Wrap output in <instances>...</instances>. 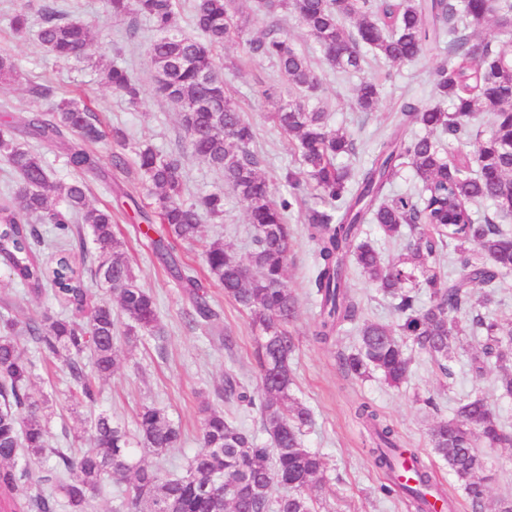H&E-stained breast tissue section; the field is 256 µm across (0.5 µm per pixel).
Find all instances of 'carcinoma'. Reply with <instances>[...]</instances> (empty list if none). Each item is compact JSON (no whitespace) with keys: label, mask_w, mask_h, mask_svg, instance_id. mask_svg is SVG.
I'll return each mask as SVG.
<instances>
[{"label":"carcinoma","mask_w":512,"mask_h":512,"mask_svg":"<svg viewBox=\"0 0 512 512\" xmlns=\"http://www.w3.org/2000/svg\"><path fill=\"white\" fill-rule=\"evenodd\" d=\"M104 12L134 15L152 24L158 37L150 47L156 90L181 112L185 143L192 155L224 175V183L247 206L254 227L252 249L242 256L223 243H204L203 218L224 216V189L215 188L193 201L185 199L182 156L163 155L146 146L136 151L143 187L152 197L150 210L136 209L148 224L166 226L167 236L152 240L155 254L182 285L192 313L189 321L212 326L219 315L203 282L182 270L171 242L201 244L210 284L224 290L259 332L261 388L249 390L233 372L224 374L219 399L255 410L268 442L260 444L245 429L224 419V412L202 409L203 451L188 463L186 475L166 477L138 457L142 448L162 452L181 443V430L165 408L141 407L132 433L104 412L94 420L95 448L72 457L48 444L43 409L50 395L31 388L37 364L19 337L26 336L44 356L64 363L76 383L74 405L93 408L96 381L112 375L119 362L115 339L129 341L160 335L155 299L141 288L129 266L123 244L113 230L112 210L89 204L85 181H53L43 153L16 137L18 127L46 149L65 155V164L84 174H103V158L92 146L109 138L123 148L125 131H105L88 103L59 98L48 84H35L33 97L50 101L47 116H21L0 124V160L19 175L16 191L0 199V259L10 276L41 296L51 292L72 315L44 312L15 321L0 314V512H92L94 495L112 476L126 483L117 496L116 512H316L326 491L322 457L304 447L303 428L310 410L293 399L290 359L297 339L290 329L298 299L288 287L290 249L287 213L297 196L285 198L258 172L250 149L253 126L224 89L216 51L240 37L249 18L231 10V0H195L193 24L199 36L173 28L177 0H101ZM295 15L323 50L329 63L348 75L363 70L365 53L392 64L418 61L448 44V55L433 72L437 103L406 102L400 125H418L424 133L386 139L371 166L350 179L338 160L355 150L354 141L328 124L326 113L294 100L273 113L277 128L294 142L299 164L309 180L311 205H304L305 231L314 245L316 271L312 290L318 311L312 336L327 344L342 327L359 319V303L348 284V265L383 295L395 300L394 326L365 320L358 348L343 358L356 378L377 373L394 388L407 382L411 357L418 351L445 377L457 344L471 337L465 350L468 372L476 377L496 373L499 397L512 399V323L500 322L491 310L495 284L512 273V233L472 206L490 201L496 218L512 219V0H280L266 11L271 20L249 40L252 55L273 61L288 85L314 90L318 78L310 60L273 20L277 10ZM492 20L499 37L472 42V32ZM32 26L27 12L16 10L9 27L17 35ZM93 27L79 16L78 0L65 9L45 0L36 37L56 60L80 57L93 41ZM25 78L12 54L0 49V82ZM113 93L135 104L141 89L127 67L106 69ZM378 84L364 80L356 88V105L372 111ZM492 116L488 133L472 129L477 113ZM420 183L417 193H391L404 164ZM89 226L96 256L90 268L98 283L115 294L119 310L91 302L82 275L63 253L46 269L33 247L45 243L37 225L49 224L50 242L85 248L74 217ZM374 224L388 240L400 241V255L386 263L362 238L363 225ZM448 254L450 270L441 258ZM425 291L428 303L417 304ZM93 359L87 371L84 355ZM354 416L368 431L373 464L390 477L383 494L403 495L414 512H430V498L442 491L415 454L400 449L394 428L367 402ZM435 454L475 503L483 498L487 461L477 448L512 446L489 401L475 395L459 402L451 419L430 432ZM40 476L34 477L31 466ZM292 493L271 498L275 485Z\"/></svg>","instance_id":"cac0c4a2"}]
</instances>
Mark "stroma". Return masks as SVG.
I'll return each instance as SVG.
<instances>
[{"instance_id":"obj_1","label":"stroma","mask_w":512,"mask_h":512,"mask_svg":"<svg viewBox=\"0 0 512 512\" xmlns=\"http://www.w3.org/2000/svg\"><path fill=\"white\" fill-rule=\"evenodd\" d=\"M43 0H0V49H7L18 59L26 78L20 82L0 83V120L22 115L33 105L30 82H50L61 96H82L105 127H119L128 136L127 159H134L138 146L149 145L162 153L182 156L187 199H195L217 187L224 176L185 149L184 132L178 108L154 91V69L148 49L156 37L144 19L132 15H107L100 0H82V15L91 22L97 38L77 60H56L38 43L35 34L18 37L8 27L7 16L23 8L38 16ZM236 7L249 15L251 25L243 39L226 43L220 53L224 87L240 103L254 126L253 150L259 155L261 174L282 195L296 192L305 196L306 184L289 189L281 179L284 171L298 169L294 147L274 127L268 114L274 103L306 98L310 104L327 112L330 125L350 135L356 153L345 163L352 173L370 166L382 141L396 128L397 114L404 101L431 105L436 101L432 71L447 53L438 48L424 59L401 65L383 61L365 64L361 75L346 76L329 64L323 52L290 12L279 11L280 26L293 44L309 55L319 79L315 92L301 93L284 84L275 66L268 60L251 56L247 41L260 34L265 20V0H235ZM113 62L128 67L141 88V100L130 104L112 93L104 82L103 71ZM377 82L380 99L371 112L360 111L354 104L355 89L361 79ZM272 98H265L264 90ZM110 182L88 177L89 201L93 206L112 209L113 230L125 244V250L138 284L156 298L162 338L146 337L136 343L119 341L123 360L114 374L99 381V410L109 413L114 422L135 429V417L142 406L166 407L170 418L182 432L180 447L169 449L164 460L151 451H143L146 464L163 462L168 474L183 473L188 459L201 452L202 403L225 410L227 418L248 430L258 441H266L260 417L244 410H226L216 392L225 372L231 371L252 389L260 385L256 361V333L246 314L225 299L221 288L208 289L211 305L219 312L217 329L189 324L184 311L189 302L180 284L168 273L155 255L146 226L135 208L148 199L137 186L134 171L111 170ZM295 229L288 260V284L298 298V310L292 325L299 339L292 367L294 383L291 395L308 407L311 423L305 427L303 443L318 452L326 463L330 494L321 500L318 512H411L403 496H386L379 487L386 475L374 467L366 438L354 421L353 407L361 401L372 404L397 430L404 449L414 452L427 463L436 481L444 487L455 504L454 512H473L471 499L449 474L447 465L433 452L429 432L443 419L452 418L460 400L474 395L486 396L507 432L512 433V400L499 398L493 376L471 375L463 352H456L450 367L451 378H444L433 363L421 353H413L412 371L401 388L389 387L380 376L358 379L341 366L343 355L358 345L357 324L345 325L335 341L314 343L310 330L316 312L310 282L315 275V257L308 240L301 213L290 219ZM204 240L220 241L235 252L247 253L252 246L253 227L248 222L246 205L232 191L224 193V216L204 219ZM350 286L361 302L363 318L396 324L397 314L359 274H351ZM9 305L17 319L60 307L52 295L33 296L20 288L0 269V306ZM237 338L233 350H225L222 332ZM36 382L53 397L48 419L49 444L70 448L81 454L93 446L90 420L93 410L72 405L71 380L56 360L38 363ZM433 405H426V398ZM487 480L482 512H494L499 499L512 497V448H488Z\"/></svg>"}]
</instances>
